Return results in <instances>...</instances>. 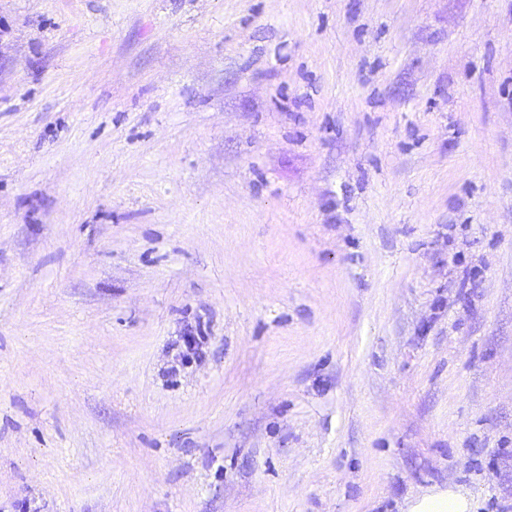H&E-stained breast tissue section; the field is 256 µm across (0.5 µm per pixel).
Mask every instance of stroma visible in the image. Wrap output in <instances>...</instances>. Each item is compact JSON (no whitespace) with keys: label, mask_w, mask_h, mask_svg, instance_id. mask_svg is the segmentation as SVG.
I'll list each match as a JSON object with an SVG mask.
<instances>
[{"label":"stroma","mask_w":512,"mask_h":512,"mask_svg":"<svg viewBox=\"0 0 512 512\" xmlns=\"http://www.w3.org/2000/svg\"><path fill=\"white\" fill-rule=\"evenodd\" d=\"M451 485L512 512V0H0V512Z\"/></svg>","instance_id":"35a3bbf8"}]
</instances>
